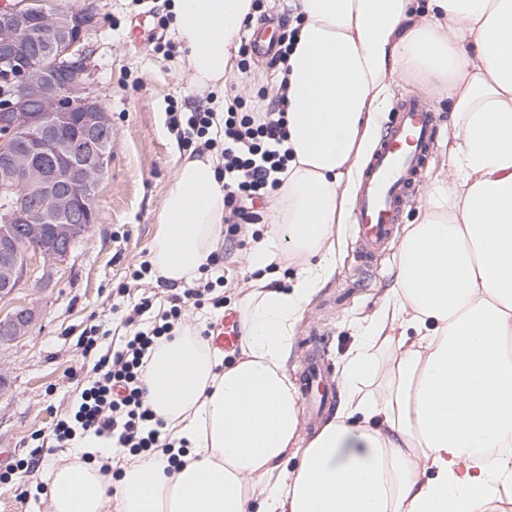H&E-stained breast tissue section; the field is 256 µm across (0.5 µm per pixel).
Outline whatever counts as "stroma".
I'll return each mask as SVG.
<instances>
[{
	"label": "stroma",
	"instance_id": "1",
	"mask_svg": "<svg viewBox=\"0 0 512 512\" xmlns=\"http://www.w3.org/2000/svg\"><path fill=\"white\" fill-rule=\"evenodd\" d=\"M165 0H99L97 21L84 44L91 70L90 93L112 120V156L95 193L97 222L80 238L65 260L52 263L50 281H43L42 263H33L27 281L0 309L34 308L37 324L31 332L0 342V450L11 458L0 461V472L26 455L36 457L34 474H16L0 482V512H42L45 466L71 458L72 444L58 441L55 424L70 415L81 392L97 380L96 354L84 352L86 326L125 335L121 314L113 303L135 305L153 296L166 305L172 285L146 276L134 282L132 269L146 264L156 234L157 215L170 183L177 156L186 146L171 123L175 112L209 107L212 92L189 89L178 77L181 53L172 29L159 26ZM239 57L247 70H233L230 81L246 106L259 93L275 96L277 70L242 43ZM445 122L433 157L422 172L416 199L404 211L402 224L413 223L423 198L447 166L454 142L451 105L432 100ZM342 252L335 275L319 288L299 322L286 367L293 384H300L304 360L319 344L333 374H340L346 353L357 341L356 325L370 317L395 284L397 243L371 265H362L350 225L341 228ZM249 250L231 244L230 253L210 278H223L227 310H239L252 275ZM124 295H117V288Z\"/></svg>",
	"mask_w": 512,
	"mask_h": 512
}]
</instances>
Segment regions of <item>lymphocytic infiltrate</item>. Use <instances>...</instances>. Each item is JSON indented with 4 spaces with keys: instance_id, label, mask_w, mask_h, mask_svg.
<instances>
[{
    "instance_id": "lymphocytic-infiltrate-1",
    "label": "lymphocytic infiltrate",
    "mask_w": 512,
    "mask_h": 512,
    "mask_svg": "<svg viewBox=\"0 0 512 512\" xmlns=\"http://www.w3.org/2000/svg\"><path fill=\"white\" fill-rule=\"evenodd\" d=\"M241 98H234L223 117L210 111L183 113L184 142L218 150L224 178V222L229 232H238L239 221L248 214L254 199L277 188L285 172L288 151L285 115L281 98L268 101L264 111L245 112ZM213 282H205L172 295L171 306L152 314L151 298H142L127 313L124 323L134 326L116 349L100 352L101 374L83 390L72 420H59L57 439L74 429L111 438L116 447L136 457L154 448L168 447L164 423L146 401L145 371L150 356L161 342L175 336L186 306L205 305L219 309L223 296L214 294Z\"/></svg>"
}]
</instances>
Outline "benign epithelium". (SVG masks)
I'll list each match as a JSON object with an SVG mask.
<instances>
[{
  "label": "benign epithelium",
  "instance_id": "7a95c632",
  "mask_svg": "<svg viewBox=\"0 0 512 512\" xmlns=\"http://www.w3.org/2000/svg\"><path fill=\"white\" fill-rule=\"evenodd\" d=\"M96 0L61 9L52 0L0 7V300L30 260L62 261L87 225L112 149L108 112L84 95V37ZM30 307L0 313V340L29 331Z\"/></svg>",
  "mask_w": 512,
  "mask_h": 512
}]
</instances>
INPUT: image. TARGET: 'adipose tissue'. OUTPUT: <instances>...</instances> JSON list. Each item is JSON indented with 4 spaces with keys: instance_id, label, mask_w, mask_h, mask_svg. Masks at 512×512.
<instances>
[{
    "instance_id": "adipose-tissue-1",
    "label": "adipose tissue",
    "mask_w": 512,
    "mask_h": 512,
    "mask_svg": "<svg viewBox=\"0 0 512 512\" xmlns=\"http://www.w3.org/2000/svg\"><path fill=\"white\" fill-rule=\"evenodd\" d=\"M285 88L289 161L269 230L247 262L237 362L184 328L153 353L147 399L167 452L126 461L88 433L75 446L121 467L110 485L75 460L47 472L44 512H489L512 497V0H294ZM180 76L224 84L253 0H173ZM452 104L448 173L402 237L395 285L347 353V395L302 432L285 360L312 297L335 272L337 232L397 76ZM212 155L176 160L149 261L176 286L223 240ZM295 265L291 286L269 287ZM395 330L394 352L374 346ZM373 379L378 390L360 391ZM297 457L288 468V457Z\"/></svg>"
}]
</instances>
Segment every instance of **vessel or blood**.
<instances>
[{"mask_svg": "<svg viewBox=\"0 0 512 512\" xmlns=\"http://www.w3.org/2000/svg\"><path fill=\"white\" fill-rule=\"evenodd\" d=\"M437 117L423 97H409L395 106V119L382 135L365 166L353 207L356 245L363 264H370L390 240L409 204L415 181L437 133ZM242 335L237 315L228 312L214 322L210 343L230 353ZM303 396L317 414H324L331 387L319 361H311L303 378Z\"/></svg>", "mask_w": 512, "mask_h": 512, "instance_id": "1", "label": "vessel or blood"}]
</instances>
